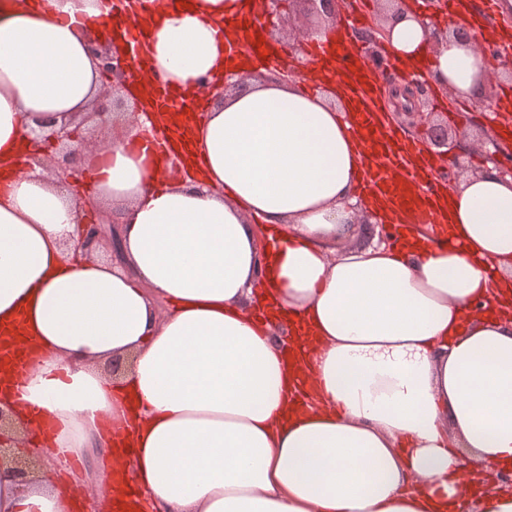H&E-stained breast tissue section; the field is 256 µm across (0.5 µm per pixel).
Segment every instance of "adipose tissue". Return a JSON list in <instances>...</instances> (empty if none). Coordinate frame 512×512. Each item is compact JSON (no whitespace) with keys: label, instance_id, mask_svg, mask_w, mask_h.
<instances>
[{"label":"adipose tissue","instance_id":"adipose-tissue-1","mask_svg":"<svg viewBox=\"0 0 512 512\" xmlns=\"http://www.w3.org/2000/svg\"><path fill=\"white\" fill-rule=\"evenodd\" d=\"M141 12L148 82L216 92L165 121L188 178L141 151L150 110L83 153L124 273L75 257L72 193L13 171L30 126L77 123L101 94L86 33L110 0H0V342L26 355L0 399L44 464L98 451L118 512H512L511 487L467 479L512 470V178L487 166L446 190L450 244L353 243L390 206L358 192L351 81L331 67L312 94L229 66L254 0ZM425 17L407 0L385 51L479 97L483 58L455 35L432 46ZM76 505L64 479L0 483V512Z\"/></svg>","mask_w":512,"mask_h":512}]
</instances>
